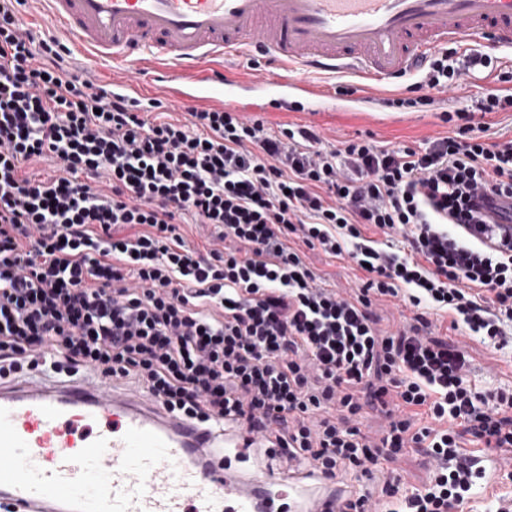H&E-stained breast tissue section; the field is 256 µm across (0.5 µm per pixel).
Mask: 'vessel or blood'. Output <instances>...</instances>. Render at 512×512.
<instances>
[{
  "mask_svg": "<svg viewBox=\"0 0 512 512\" xmlns=\"http://www.w3.org/2000/svg\"><path fill=\"white\" fill-rule=\"evenodd\" d=\"M47 22L101 79L105 97L158 89L175 104L325 111L321 74L356 79V99L417 62L480 40L512 50V0H40ZM262 59L255 78L217 73ZM286 474L245 479L208 430L119 380L0 378V500L17 512H334Z\"/></svg>",
  "mask_w": 512,
  "mask_h": 512,
  "instance_id": "1",
  "label": "vessel or blood"
}]
</instances>
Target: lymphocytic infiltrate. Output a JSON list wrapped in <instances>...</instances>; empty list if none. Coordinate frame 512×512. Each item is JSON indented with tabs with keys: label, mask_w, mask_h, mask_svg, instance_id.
Listing matches in <instances>:
<instances>
[{
	"label": "lymphocytic infiltrate",
	"mask_w": 512,
	"mask_h": 512,
	"mask_svg": "<svg viewBox=\"0 0 512 512\" xmlns=\"http://www.w3.org/2000/svg\"><path fill=\"white\" fill-rule=\"evenodd\" d=\"M21 4L0 0V376L119 378L215 437L250 432L265 468L296 482L367 477L336 512H453L476 490L469 443L512 464V392H477L465 347L431 321L512 342V236L488 214L512 199V138L487 136L512 112L511 71L474 57L503 86L462 94L446 49L418 65L420 96L386 105L416 112L458 91L448 135L327 154L311 128L267 135L230 106L152 118L104 97L59 38L33 51ZM45 159L58 175L27 174ZM186 216L204 252L186 245ZM307 247L350 258L361 284L325 287ZM386 298L411 321L379 328ZM367 407L386 422L373 441ZM409 448L431 464L410 491L386 467Z\"/></svg>",
	"instance_id": "f902f5d3"
}]
</instances>
